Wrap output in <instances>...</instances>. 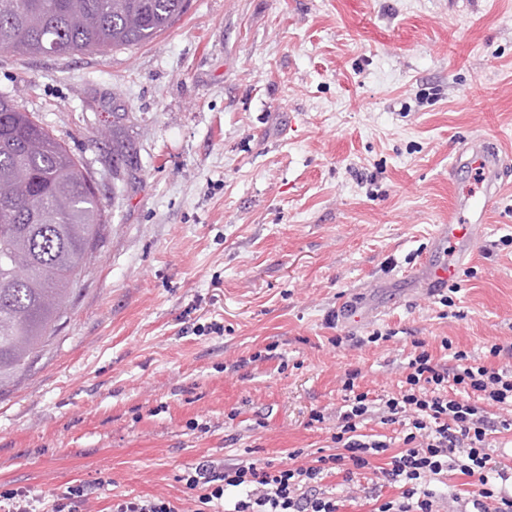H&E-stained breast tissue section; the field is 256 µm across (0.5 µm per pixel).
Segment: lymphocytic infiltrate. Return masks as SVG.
I'll return each instance as SVG.
<instances>
[{
    "mask_svg": "<svg viewBox=\"0 0 512 512\" xmlns=\"http://www.w3.org/2000/svg\"><path fill=\"white\" fill-rule=\"evenodd\" d=\"M359 376L346 374L331 453L288 467L200 464L180 477L195 512H340L320 485L328 474L349 481L359 470L398 489L389 499L372 495L370 512H436L432 483L458 474L468 487L456 499L471 512H512V462L490 453L493 436L512 434V418L501 416L512 411V362L495 368L457 349L441 365L423 349L410 355L399 393L377 398L360 389ZM375 418L399 426L401 440L367 431Z\"/></svg>",
    "mask_w": 512,
    "mask_h": 512,
    "instance_id": "1",
    "label": "lymphocytic infiltrate"
}]
</instances>
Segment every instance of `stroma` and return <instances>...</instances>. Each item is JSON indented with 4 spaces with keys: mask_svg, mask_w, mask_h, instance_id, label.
<instances>
[{
    "mask_svg": "<svg viewBox=\"0 0 512 512\" xmlns=\"http://www.w3.org/2000/svg\"><path fill=\"white\" fill-rule=\"evenodd\" d=\"M0 94L106 213L66 316L0 386V491L102 474L91 512L179 504L200 462L329 446L348 371L392 395L415 342L442 364L446 339L512 343V162L451 305L415 277L472 178L460 144L512 155V0H187L146 44L0 50ZM344 300L371 318L337 322Z\"/></svg>",
    "mask_w": 512,
    "mask_h": 512,
    "instance_id": "1",
    "label": "stroma"
}]
</instances>
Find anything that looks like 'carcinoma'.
<instances>
[{"label":"carcinoma","mask_w":512,"mask_h":512,"mask_svg":"<svg viewBox=\"0 0 512 512\" xmlns=\"http://www.w3.org/2000/svg\"><path fill=\"white\" fill-rule=\"evenodd\" d=\"M186 0H0V50L105 53L148 43ZM105 209L81 159L0 95V385L27 370L65 316Z\"/></svg>","instance_id":"cac0c4a2"}]
</instances>
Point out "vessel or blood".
Segmentation results:
<instances>
[{"instance_id": "vessel-or-blood-1", "label": "vessel or blood", "mask_w": 512, "mask_h": 512, "mask_svg": "<svg viewBox=\"0 0 512 512\" xmlns=\"http://www.w3.org/2000/svg\"><path fill=\"white\" fill-rule=\"evenodd\" d=\"M466 168L479 177L477 190H456L448 211V221L439 225L434 244L440 260L429 266L421 286L432 292L455 279L469 265L484 236L486 216L501 191L499 171L505 159L488 143L472 141L457 152Z\"/></svg>"}]
</instances>
